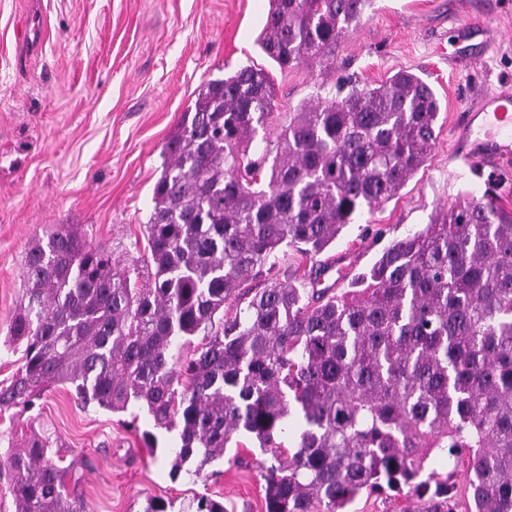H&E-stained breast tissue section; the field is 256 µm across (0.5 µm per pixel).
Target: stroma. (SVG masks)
I'll use <instances>...</instances> for the list:
<instances>
[{"instance_id": "1", "label": "stroma", "mask_w": 512, "mask_h": 512, "mask_svg": "<svg viewBox=\"0 0 512 512\" xmlns=\"http://www.w3.org/2000/svg\"><path fill=\"white\" fill-rule=\"evenodd\" d=\"M270 0H0V342L24 293L35 239L78 225L125 262H144L145 226L162 172L163 147L200 86L253 65L268 71L278 109L292 112L339 83L377 85L409 71L434 89L441 111L424 169L396 196L346 225L316 260L277 253L275 278L324 265L319 285L339 294L385 247L421 229L459 193L496 186L512 209V171L462 168L457 131L479 94L512 91V0H372L328 65L283 70L257 39ZM137 417L136 429L125 420ZM137 414L78 406L54 386L40 407L0 413V456L42 431L78 461L89 512H194L196 498L224 512H266L262 465L252 441L227 448L199 476L172 477L177 432Z\"/></svg>"}]
</instances>
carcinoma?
Here are the masks:
<instances>
[{
	"label": "carcinoma",
	"mask_w": 512,
	"mask_h": 512,
	"mask_svg": "<svg viewBox=\"0 0 512 512\" xmlns=\"http://www.w3.org/2000/svg\"><path fill=\"white\" fill-rule=\"evenodd\" d=\"M369 2L272 0L259 45L282 69L329 62ZM276 100L251 65L199 90L164 147L146 279L72 224L30 247L8 340L22 364L0 412L32 410L56 383L83 408L137 404L178 432L174 475L248 436L273 458L266 512H349L386 489L414 494L417 512H512V211L495 192L460 195L340 296L275 279L216 320L277 252L320 254L435 145L439 100L412 73L294 112ZM435 451L448 474L424 479ZM60 462L39 434L0 459L16 512H89Z\"/></svg>",
	"instance_id": "obj_1"
}]
</instances>
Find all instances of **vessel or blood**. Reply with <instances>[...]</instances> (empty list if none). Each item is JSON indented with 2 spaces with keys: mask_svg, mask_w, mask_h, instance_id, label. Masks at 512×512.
Masks as SVG:
<instances>
[{
  "mask_svg": "<svg viewBox=\"0 0 512 512\" xmlns=\"http://www.w3.org/2000/svg\"><path fill=\"white\" fill-rule=\"evenodd\" d=\"M459 135L472 166L512 161V94L504 91L485 98L478 111L465 115Z\"/></svg>",
  "mask_w": 512,
  "mask_h": 512,
  "instance_id": "b4317fda",
  "label": "vessel or blood"
}]
</instances>
